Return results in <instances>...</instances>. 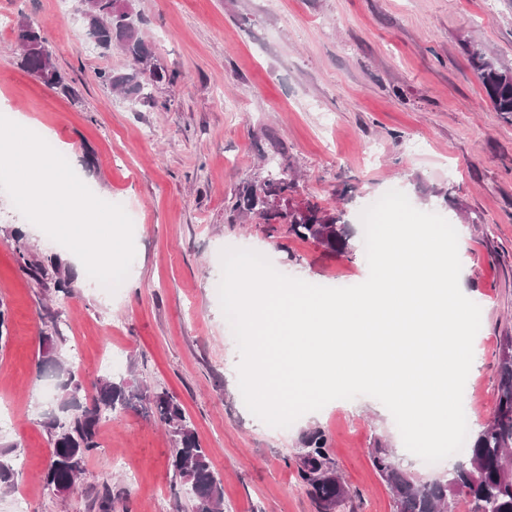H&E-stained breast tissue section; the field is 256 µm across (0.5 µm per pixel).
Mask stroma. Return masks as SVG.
Segmentation results:
<instances>
[{
    "label": "stroma",
    "mask_w": 512,
    "mask_h": 512,
    "mask_svg": "<svg viewBox=\"0 0 512 512\" xmlns=\"http://www.w3.org/2000/svg\"><path fill=\"white\" fill-rule=\"evenodd\" d=\"M159 63L175 73L129 107L100 71L123 69L103 54L73 0H0V115L26 117L50 135L97 196L122 205L133 223L135 258L116 292L91 280L78 258L52 241L0 190V449L26 456L0 512L21 496L29 512H192V495L169 466L173 436L140 409L113 414L100 450L66 497L44 473L52 441L44 413L56 378L38 366L40 339L65 357L81 352L84 380L126 378L177 397L224 486V512H317L297 480L311 429L331 440L335 468L354 492L339 512H395L373 468L375 443L392 448L421 481L446 472L408 453L375 398L335 400L287 431L247 409L239 352L218 298L220 252L255 250L279 272L326 287L362 283L364 246L351 257L289 235L286 224L244 221L231 208L252 180L287 178L293 204H343L356 237L361 211L385 192H405L459 234L460 285L481 308L479 360L463 408L471 427L490 420L498 384L497 345L512 333V123L494 112L465 46L482 43L512 68V0H136ZM40 20L65 76L49 87L24 72L12 30ZM30 252L20 264L13 234ZM56 255L69 293L28 266ZM119 349L117 365L99 360Z\"/></svg>",
    "instance_id": "35a3bbf8"
}]
</instances>
